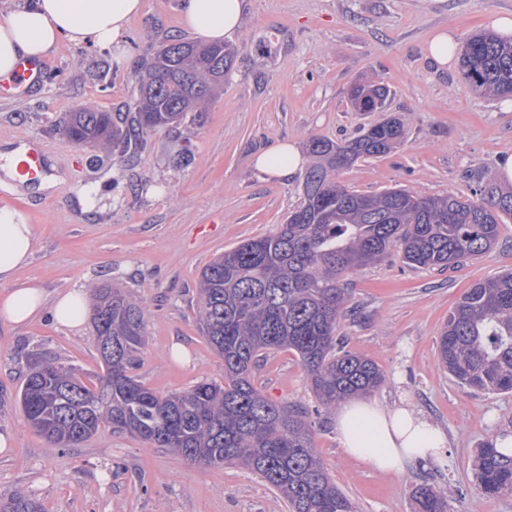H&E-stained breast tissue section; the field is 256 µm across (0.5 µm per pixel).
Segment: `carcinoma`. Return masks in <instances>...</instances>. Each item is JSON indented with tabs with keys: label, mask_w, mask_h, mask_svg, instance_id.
<instances>
[{
	"label": "carcinoma",
	"mask_w": 512,
	"mask_h": 512,
	"mask_svg": "<svg viewBox=\"0 0 512 512\" xmlns=\"http://www.w3.org/2000/svg\"><path fill=\"white\" fill-rule=\"evenodd\" d=\"M234 51L222 44L165 42L146 64L133 112H101L90 104L70 113L67 137L76 144L126 149L145 136L201 112L223 90ZM460 69L469 90L512 96V42L491 33L468 37ZM382 85H355L358 111L386 99ZM402 119L390 116L357 138L338 144L313 136V159L303 202L268 236L250 239L203 267L199 323L210 348L224 362V382L159 393L132 374L144 345L145 309L119 288L95 289L91 321L102 373L86 381L80 369L54 360L30 363L20 393L28 424L61 447L80 445L103 424L208 467L237 464L259 475L284 499L288 512H357L330 478L313 439L307 412L277 403L255 386L259 357L294 352L320 405L369 394L385 381L372 360L344 350L338 336L347 289L342 279L395 250L414 267L455 269L489 252L499 227L512 219V192L494 187L481 198L450 193L422 196L402 188L380 194L352 191L336 171L384 156L402 143ZM442 367L461 385L512 393V272L475 282L448 315L438 342ZM509 431L490 432L477 457V488L512 495V454L498 449ZM416 512H449L438 488H414ZM0 512H44L24 492L0 501Z\"/></svg>",
	"instance_id": "carcinoma-1"
}]
</instances>
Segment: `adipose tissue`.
I'll use <instances>...</instances> for the list:
<instances>
[{
    "mask_svg": "<svg viewBox=\"0 0 512 512\" xmlns=\"http://www.w3.org/2000/svg\"><path fill=\"white\" fill-rule=\"evenodd\" d=\"M143 0H34L0 12V76L14 73L21 58L42 57L61 41L94 49H130L121 37L130 20L141 13ZM244 0H182L181 23L206 42L232 37L242 22ZM304 158L293 144L280 143L261 152L257 169L281 179L293 176ZM34 232L17 209L0 207V318L21 325L50 312L63 328L76 329L87 307L83 290L74 288L48 297L35 281L15 283L16 273L33 253ZM334 424L341 448L350 457L381 472H397L413 460L439 458L447 439L437 426L405 407H385L354 399L337 411Z\"/></svg>",
    "mask_w": 512,
    "mask_h": 512,
    "instance_id": "1",
    "label": "adipose tissue"
}]
</instances>
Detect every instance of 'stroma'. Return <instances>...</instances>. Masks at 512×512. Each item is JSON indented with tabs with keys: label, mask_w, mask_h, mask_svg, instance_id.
Here are the masks:
<instances>
[{
	"label": "stroma",
	"mask_w": 512,
	"mask_h": 512,
	"mask_svg": "<svg viewBox=\"0 0 512 512\" xmlns=\"http://www.w3.org/2000/svg\"><path fill=\"white\" fill-rule=\"evenodd\" d=\"M242 28L229 41L234 69L222 95L176 129L149 134L135 155L71 142L70 112L90 103L127 111L143 68L170 39H189L180 0H144L124 34L132 53L107 54L62 43L47 62L55 80L25 99L0 98V152L44 144L50 194L8 189L0 204L22 211L35 228L33 255L19 280L35 279L48 295L92 290L108 282L147 311L146 343L134 374L161 393L205 379L224 366L199 329L197 281L214 256L277 230L302 201L303 172L280 180L258 172V153L309 137L342 143L389 115L406 136L392 153L341 169L350 190L378 194L395 186L428 196H474L485 186L512 190L499 163L512 153V104L468 90L457 64L438 65L428 40L456 42L485 30L492 15L512 17V0H246ZM373 80L388 90L383 111H354L352 84ZM192 156L177 163L180 152ZM102 202L86 209L87 192ZM512 269V220L487 254L458 268L411 267L398 254L348 275L349 313L339 332L347 351L373 360L386 376L374 398L406 406L447 435L439 460L381 473L349 457L320 411L297 355L262 357L254 382L270 399L306 409L315 444L332 480L358 512H415L420 484L443 490L450 512H512V496L493 498L475 486L477 450L488 430L512 429V394L458 384L439 361L438 336L460 296L481 279ZM100 371L91 323L76 330L37 320L0 318V500L23 491L44 512H287L277 491L234 466L188 464L162 448L104 426L78 447L61 449L31 429L17 403L30 357Z\"/></svg>",
	"instance_id": "stroma-1"
}]
</instances>
